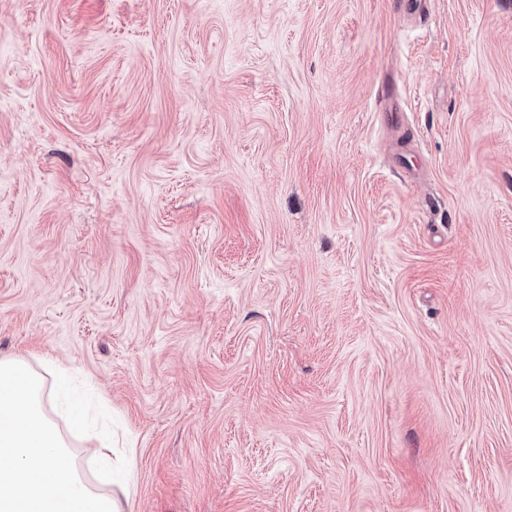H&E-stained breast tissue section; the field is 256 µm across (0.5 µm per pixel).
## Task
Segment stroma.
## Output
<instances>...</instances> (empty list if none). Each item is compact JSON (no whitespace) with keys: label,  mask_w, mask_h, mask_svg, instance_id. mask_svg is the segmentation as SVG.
Returning a JSON list of instances; mask_svg holds the SVG:
<instances>
[{"label":"stroma","mask_w":512,"mask_h":512,"mask_svg":"<svg viewBox=\"0 0 512 512\" xmlns=\"http://www.w3.org/2000/svg\"><path fill=\"white\" fill-rule=\"evenodd\" d=\"M127 512H512V0H0V358ZM95 438L97 445L96 448H92L91 454L100 469L112 475V430L102 433Z\"/></svg>","instance_id":"obj_1"}]
</instances>
